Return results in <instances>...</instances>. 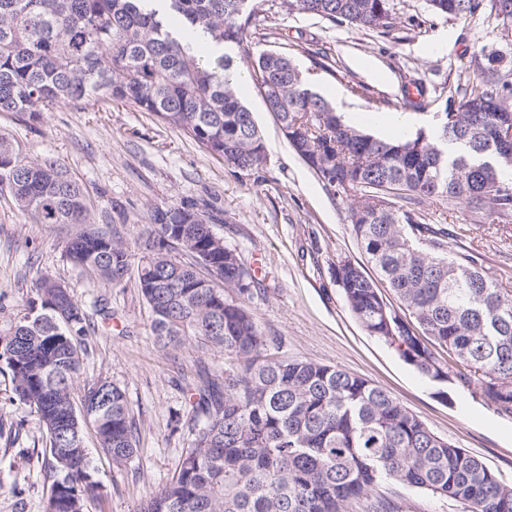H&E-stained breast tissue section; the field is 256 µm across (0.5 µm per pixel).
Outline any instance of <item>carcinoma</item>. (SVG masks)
Here are the masks:
<instances>
[{"instance_id": "1", "label": "carcinoma", "mask_w": 512, "mask_h": 512, "mask_svg": "<svg viewBox=\"0 0 512 512\" xmlns=\"http://www.w3.org/2000/svg\"><path fill=\"white\" fill-rule=\"evenodd\" d=\"M446 20L475 17L509 42L512 0H427ZM277 11L332 26L388 34L393 0H279ZM255 0H0V112L32 120L61 102L80 110L129 102L189 135L235 175L267 162L262 131L241 101L236 74L264 88L295 153L345 204L346 220L372 278L359 263L336 265L334 280L367 333L393 348L423 377L458 384L503 416H512V294L500 273L468 250L451 252L448 227L431 224L422 205L462 206L474 224H512V142L499 124L512 120V54L475 49L466 81L448 84L444 111L401 137L375 136L346 122L316 93L287 55L250 51L246 33ZM403 96L413 110L428 89ZM0 195L35 224H79L66 256L113 286L140 251L137 284L161 349L193 344L224 352V379L197 371L187 389L196 419L191 448L168 483L138 512H344L354 498L370 512H394L376 495L385 482L426 490L465 512H512V483L478 457L436 435L398 400L368 380L308 360L271 353L249 309L255 271L236 249L213 240V217L193 201L155 206L129 244L110 221L99 223L82 185L57 158L28 159L0 135ZM174 238L210 256L223 286L202 285L193 264L158 254ZM382 282L398 302L383 298ZM42 314L54 292L35 285ZM70 321L37 324L24 315L0 336V374L33 408L47 442L44 463L57 474L46 512H84L99 497L88 453L62 466L92 426L115 462L135 449V419L125 392L107 381L73 386L89 315L66 296ZM441 348L446 357L436 356Z\"/></svg>"}]
</instances>
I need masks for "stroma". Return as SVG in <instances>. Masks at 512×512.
<instances>
[{"instance_id":"stroma-1","label":"stroma","mask_w":512,"mask_h":512,"mask_svg":"<svg viewBox=\"0 0 512 512\" xmlns=\"http://www.w3.org/2000/svg\"><path fill=\"white\" fill-rule=\"evenodd\" d=\"M391 34L329 27L310 16H286L260 5L247 33L253 52L275 49L310 72L314 91L339 112L376 134L399 132V120L426 122L443 101L401 107L404 86L423 80L430 91L466 74L474 48L497 45L481 23L433 17L425 0H397ZM326 55L314 68L311 51ZM254 113L267 151L257 174L234 175L189 137L131 103L87 112L61 103L40 119L0 112V134L14 139L23 156L59 158L90 191L95 212L106 213L128 242H135L152 207L197 202L213 216V230L237 249L256 274L260 293L250 306L276 354L307 359L361 376L399 400L438 436L479 457L512 480V417L472 399L458 386L440 389L394 350L369 336L351 314L334 281L341 258L364 257L345 221L340 199L327 193L295 154L253 83L240 87ZM431 223H447L451 249L474 251L499 268L498 285L512 291V228L470 224L465 209L443 217L437 203L424 205ZM73 224H35L0 196V336L28 312L40 277L49 275L83 308L107 300L116 317L85 339L75 395L102 379L121 387L136 419L137 448L113 462L93 429L84 444L100 496L86 512H137L140 503L174 475L193 440L195 420L185 390L203 369L223 375L225 357L189 346L161 350L153 343L150 313L135 275L121 286L89 278L66 258ZM45 429L37 414L0 375V512H45L55 478L45 467ZM397 512H463L461 504L430 492L384 484Z\"/></svg>"}]
</instances>
